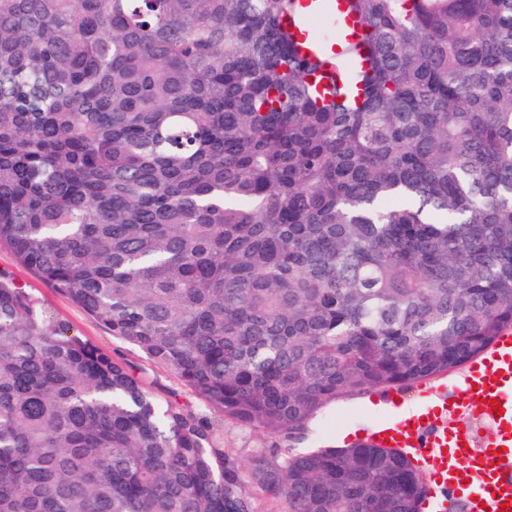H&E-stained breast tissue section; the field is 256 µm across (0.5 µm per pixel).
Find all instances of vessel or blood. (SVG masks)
I'll use <instances>...</instances> for the list:
<instances>
[{
	"label": "vessel or blood",
	"mask_w": 512,
	"mask_h": 512,
	"mask_svg": "<svg viewBox=\"0 0 512 512\" xmlns=\"http://www.w3.org/2000/svg\"><path fill=\"white\" fill-rule=\"evenodd\" d=\"M296 23L305 51L322 40L312 32L314 22L333 23L329 44L340 52L342 43L363 34L359 20L347 11V0H300ZM456 404H449L442 387L420 391V406L399 413L368 436L371 443L389 445L416 461L425 471L427 496L439 512H446L451 494H459L467 512H512V476L504 473L512 463V330L504 331L483 354L463 371ZM498 400L501 412L490 402ZM477 413L490 434L478 436L449 426L455 409Z\"/></svg>",
	"instance_id": "obj_1"
}]
</instances>
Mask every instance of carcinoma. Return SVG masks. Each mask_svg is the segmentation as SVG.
<instances>
[{"label": "carcinoma", "instance_id": "1", "mask_svg": "<svg viewBox=\"0 0 512 512\" xmlns=\"http://www.w3.org/2000/svg\"><path fill=\"white\" fill-rule=\"evenodd\" d=\"M0 0V241L206 407L288 439L512 329V0ZM421 512L404 454L243 464L0 274V512ZM301 10L298 12L296 23L302 30L299 39L302 41L304 51L312 52L323 41H328L335 54L341 53V43L357 41L363 34V27L359 20L347 13L348 0H298ZM327 19L335 27L333 37H317L312 32L315 21ZM330 40V41H329Z\"/></svg>", "mask_w": 512, "mask_h": 512}]
</instances>
